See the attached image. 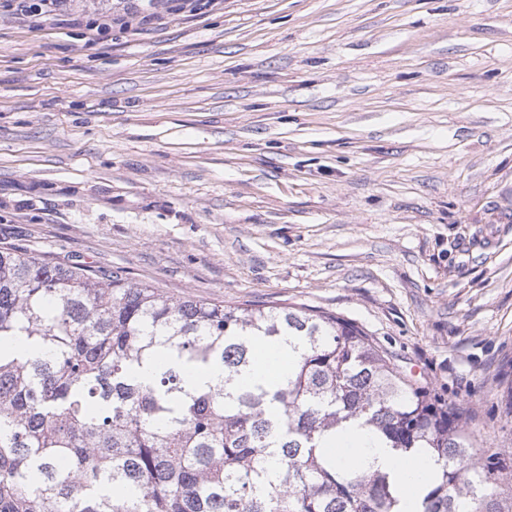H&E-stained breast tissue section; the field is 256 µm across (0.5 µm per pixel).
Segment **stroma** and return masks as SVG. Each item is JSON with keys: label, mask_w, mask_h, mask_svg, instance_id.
<instances>
[{"label": "stroma", "mask_w": 512, "mask_h": 512, "mask_svg": "<svg viewBox=\"0 0 512 512\" xmlns=\"http://www.w3.org/2000/svg\"><path fill=\"white\" fill-rule=\"evenodd\" d=\"M0 7V250L363 328L512 451V0ZM9 7L13 9L15 18L26 20L31 17L52 14L55 12L58 0H11Z\"/></svg>", "instance_id": "stroma-1"}]
</instances>
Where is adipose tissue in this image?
<instances>
[{"instance_id":"obj_1","label":"adipose tissue","mask_w":512,"mask_h":512,"mask_svg":"<svg viewBox=\"0 0 512 512\" xmlns=\"http://www.w3.org/2000/svg\"><path fill=\"white\" fill-rule=\"evenodd\" d=\"M344 435V441L336 442L332 450L334 463L344 469L361 467L394 474L403 489L399 503L401 512H415L422 486L436 469L433 460L426 456L402 459L361 428L347 429Z\"/></svg>"}]
</instances>
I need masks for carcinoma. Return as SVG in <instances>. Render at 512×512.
<instances>
[{
    "label": "carcinoma",
    "instance_id": "1",
    "mask_svg": "<svg viewBox=\"0 0 512 512\" xmlns=\"http://www.w3.org/2000/svg\"><path fill=\"white\" fill-rule=\"evenodd\" d=\"M282 341L288 377L239 384ZM215 365V382L187 377ZM350 422L434 459L420 512H512V459L472 447L353 323L0 250V512H398L390 474L329 460Z\"/></svg>",
    "mask_w": 512,
    "mask_h": 512
}]
</instances>
